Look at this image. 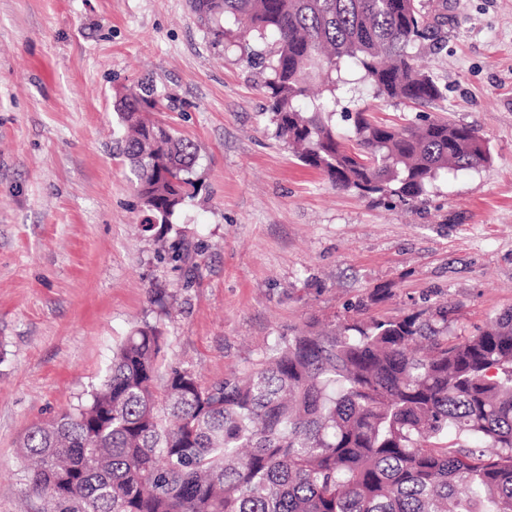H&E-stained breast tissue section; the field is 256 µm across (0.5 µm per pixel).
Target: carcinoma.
Wrapping results in <instances>:
<instances>
[{
  "instance_id": "carcinoma-1",
  "label": "carcinoma",
  "mask_w": 512,
  "mask_h": 512,
  "mask_svg": "<svg viewBox=\"0 0 512 512\" xmlns=\"http://www.w3.org/2000/svg\"><path fill=\"white\" fill-rule=\"evenodd\" d=\"M203 24L236 39L273 33L262 61L276 134L305 166L360 195L421 196L450 168L489 160L466 124L424 116L400 127L327 99L298 98L320 78L336 90L350 63L374 97L442 96L416 63L444 23L422 0H192ZM154 89L116 103L121 155L162 240L195 197L196 147L161 126ZM163 336L145 322L113 350L89 399L28 428L26 493L46 512H512V308L477 334L412 313L306 328L260 366L205 387L188 368L160 376Z\"/></svg>"
}]
</instances>
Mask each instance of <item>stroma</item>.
I'll return each mask as SVG.
<instances>
[{
    "label": "stroma",
    "mask_w": 512,
    "mask_h": 512,
    "mask_svg": "<svg viewBox=\"0 0 512 512\" xmlns=\"http://www.w3.org/2000/svg\"><path fill=\"white\" fill-rule=\"evenodd\" d=\"M424 5L447 17L417 52L442 97L341 82L336 109L467 124L491 158L405 204L334 188L277 137L254 62L273 34L216 39L188 0H0V512H38L21 439L84 402L142 322L162 370L210 385L314 319L443 314L468 336L512 307V0ZM143 81L197 149L199 192L169 232L186 265L142 232L119 151L115 101Z\"/></svg>",
    "instance_id": "35a3bbf8"
}]
</instances>
